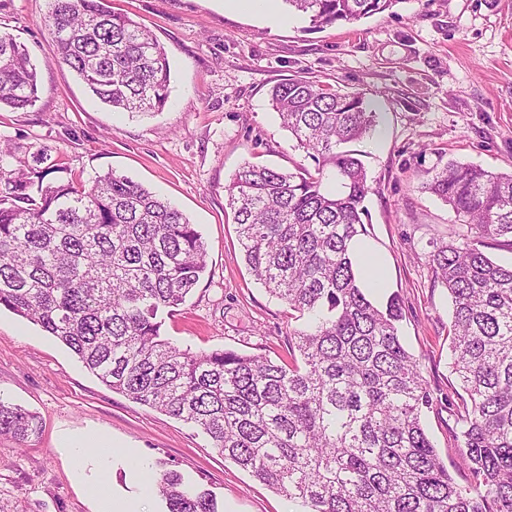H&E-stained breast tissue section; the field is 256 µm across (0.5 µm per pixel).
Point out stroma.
<instances>
[{"mask_svg":"<svg viewBox=\"0 0 512 512\" xmlns=\"http://www.w3.org/2000/svg\"><path fill=\"white\" fill-rule=\"evenodd\" d=\"M165 47L171 64L163 111L115 112L54 60L42 19L48 0H0V32L24 45L39 72L33 107L0 108V143L13 162L42 154L89 182L113 171L170 200L197 224L208 268L164 334L195 350L230 348L287 356V305L249 273L224 187L246 161L315 169L270 102L273 86L306 76L359 92L378 123L352 148L371 188L367 243L398 296L400 335L426 378L433 405L423 422L457 482L467 480L455 439L462 390L451 371V302L430 256L460 229L453 210L423 187L428 171L454 160L512 170V0H399L355 24L310 31L290 13L273 25L225 0H109ZM0 398L39 415V435H0V512H96L88 480L62 446L73 432H101L136 450L148 473L179 472L209 490L219 512H297L298 506L224 459L200 431L113 391L41 327L0 309ZM119 499L164 512L146 475L119 456L101 473Z\"/></svg>","mask_w":512,"mask_h":512,"instance_id":"35a3bbf8","label":"stroma"}]
</instances>
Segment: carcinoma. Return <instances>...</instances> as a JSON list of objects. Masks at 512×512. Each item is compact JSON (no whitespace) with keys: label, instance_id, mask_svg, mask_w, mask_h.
<instances>
[{"label":"carcinoma","instance_id":"obj_1","mask_svg":"<svg viewBox=\"0 0 512 512\" xmlns=\"http://www.w3.org/2000/svg\"><path fill=\"white\" fill-rule=\"evenodd\" d=\"M309 30L353 24L399 0H283ZM43 24L54 60L101 103L160 112L166 49L107 0H50ZM38 71L0 34V106L26 109ZM271 104L296 146L318 161L295 172L247 161L224 187L244 262L302 325L288 363L233 349L194 351L163 334L207 269L196 225L112 171L91 185L45 181L0 151V307L40 326L113 390L205 434L211 447L301 512H512V266L482 251L512 248V171L450 161L425 189L466 218L465 244L431 255L452 302L451 368L469 481L449 473L422 423L427 380L402 343L397 297L377 306L349 243L368 235L369 186L346 145L375 126L359 92L300 77ZM331 167L337 188L324 182ZM37 416L0 398V435L26 441ZM166 512H218L213 495L163 470L151 477Z\"/></svg>","mask_w":512,"mask_h":512}]
</instances>
